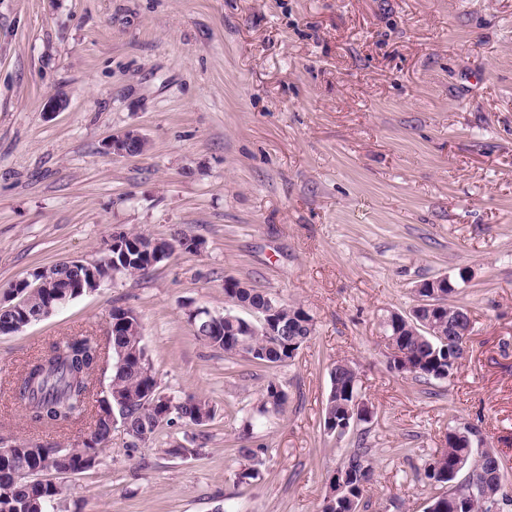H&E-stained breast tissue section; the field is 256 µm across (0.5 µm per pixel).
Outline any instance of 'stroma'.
I'll return each mask as SVG.
<instances>
[{"label":"stroma","instance_id":"obj_1","mask_svg":"<svg viewBox=\"0 0 512 512\" xmlns=\"http://www.w3.org/2000/svg\"><path fill=\"white\" fill-rule=\"evenodd\" d=\"M130 128L143 154L106 148ZM129 229L203 246L0 335V385L59 337L104 334L121 306L159 390L214 416L148 448L115 426L98 467L46 473L69 489L64 512H318L358 447L376 467L361 512H426L445 488L424 464L464 425L512 487V0H0V293ZM440 276L470 312L466 352L451 379L399 376L379 319ZM228 277L310 313L293 359H231L195 336L181 303L223 312ZM341 361L374 414L336 439L322 409ZM271 378L285 412L252 417ZM79 435L34 431L0 394V443ZM244 446L263 471L249 485Z\"/></svg>","mask_w":512,"mask_h":512}]
</instances>
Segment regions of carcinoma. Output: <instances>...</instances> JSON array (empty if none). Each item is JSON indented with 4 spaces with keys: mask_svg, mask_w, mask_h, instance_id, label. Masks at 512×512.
Segmentation results:
<instances>
[{
    "mask_svg": "<svg viewBox=\"0 0 512 512\" xmlns=\"http://www.w3.org/2000/svg\"><path fill=\"white\" fill-rule=\"evenodd\" d=\"M454 291H445L443 307L435 315L431 326L420 321L419 309L412 308L417 317L413 322L406 315L393 316L384 327L404 353V359L389 363L392 372L413 375L416 378L445 379L454 374L455 363L463 349L456 345L459 331L468 329V311L451 301ZM46 289L26 293L22 311L31 318L42 313ZM224 319L217 321L201 315L194 323L196 336L224 351L230 358L266 364L281 365L295 357V353L314 332L312 316L297 303L257 293L252 288L224 289ZM243 308V316L236 309ZM274 310L273 319L290 326L291 335L272 336L263 331L258 316ZM127 324L114 327L106 337L112 352L119 348L140 347V359L119 369H111L112 404H125V418L140 428V440L128 444L130 448L152 443L160 429L173 418L186 415L197 425L213 418V408L203 397L190 396L185 403L171 406L158 396L155 373L142 342L139 330L142 323L131 309H125ZM102 364L101 345L94 336H63L50 343L38 357L11 381L13 396L35 429H70L90 419L96 426H104L100 417L102 402L94 398V375ZM287 396L281 386L269 380L261 393L259 412L280 415L284 412ZM362 401L356 370L348 363H338L331 371V388L323 407L324 429L345 417L347 407ZM108 438H99L98 445L85 442L57 448L51 444L22 442L10 456L0 455V512H53L55 505L66 496L62 484L34 479L35 470L57 469V458L64 455L68 465L81 473L101 463V453ZM473 449L469 441L459 437L455 429L448 430V447L440 448L424 467L425 477L434 483L448 485V491L431 499L437 505L434 512H503V506L512 504V496L504 490L502 479L491 467L487 452L483 463L471 461ZM242 457L250 461L238 473L241 483L260 477L257 462L244 450ZM465 478L457 480L462 469ZM374 467L366 451L361 448L350 454L337 471L336 479L344 482L343 496L323 499L320 512H359L360 504L368 494Z\"/></svg>",
    "mask_w": 512,
    "mask_h": 512,
    "instance_id": "cac0c4a2",
    "label": "carcinoma"
}]
</instances>
